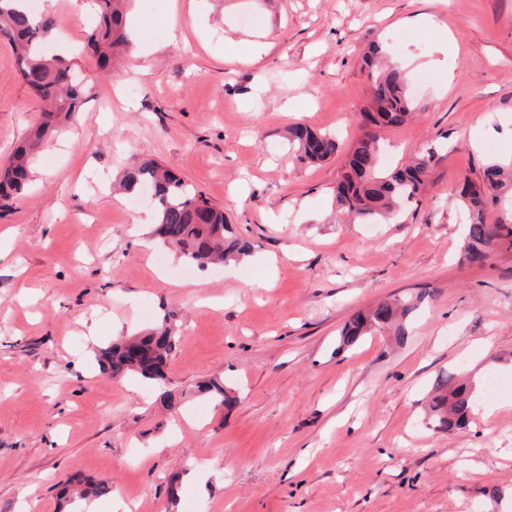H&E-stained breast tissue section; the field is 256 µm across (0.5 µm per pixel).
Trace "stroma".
<instances>
[{
    "mask_svg": "<svg viewBox=\"0 0 512 512\" xmlns=\"http://www.w3.org/2000/svg\"><path fill=\"white\" fill-rule=\"evenodd\" d=\"M34 9L93 96L0 213V512H59L74 476L130 512H512V245L463 260L454 200L512 159V0H134L145 57L108 72L83 48L88 0ZM372 41L421 112L382 130L388 164L437 154L399 219L346 224L332 189ZM40 118L0 45V162ZM300 122L335 134L336 156L299 161L284 130ZM145 158L223 208L248 258L189 270L158 244L154 202L112 190ZM393 295L414 303L403 335L340 347L353 313ZM164 321L178 340L163 387L99 372V348ZM443 373L496 374L501 411L437 431L423 403ZM208 379L235 403L194 394Z\"/></svg>",
    "mask_w": 512,
    "mask_h": 512,
    "instance_id": "stroma-1",
    "label": "stroma"
}]
</instances>
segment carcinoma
I'll return each mask as SVG.
<instances>
[{"label": "carcinoma", "mask_w": 512, "mask_h": 512, "mask_svg": "<svg viewBox=\"0 0 512 512\" xmlns=\"http://www.w3.org/2000/svg\"><path fill=\"white\" fill-rule=\"evenodd\" d=\"M131 0H96L98 23L87 36V46L97 56L99 67L108 69L112 57L127 50L130 34L123 20ZM54 20L19 8L16 0H0V38L15 58L22 82L45 105L43 121L17 147L10 161L0 166V209L12 208L25 196L30 183L31 161L35 150L59 125L75 116L90 88L78 80L76 64L62 54L49 56L43 42L52 31ZM371 79V98L359 119L362 135L346 155L345 172L336 183V208L353 224H374L395 217L401 205L416 201L430 177L433 149L414 161L391 170L380 164L377 130L408 123L418 110L409 90L405 72L398 66L382 63L380 46L372 43L362 58ZM288 140L299 160L324 162L338 151L336 136L312 130L304 124L288 128ZM152 186L156 195L158 241L173 249L185 262L204 269L251 253V244L227 224L224 210L212 205L203 193L192 190L170 168L155 160H145L123 175L122 188L135 193ZM512 196V168L496 161L485 163L481 181H465L459 202L466 209V256L487 257L504 239L512 237V212L491 223L486 214L489 203ZM412 310L401 298L384 300L355 314L340 333L345 347L356 345L374 331L389 328ZM176 336L164 322L147 333H138L97 353L102 370L112 376L135 375L149 381L165 379L164 368L175 347ZM435 395L428 401L426 414L442 432L459 431L468 426L475 399L473 385L441 375L434 385ZM195 393L213 399L218 405L232 401L231 392L216 381L201 382ZM104 482H87L77 495L97 499L110 495Z\"/></svg>", "instance_id": "1"}]
</instances>
